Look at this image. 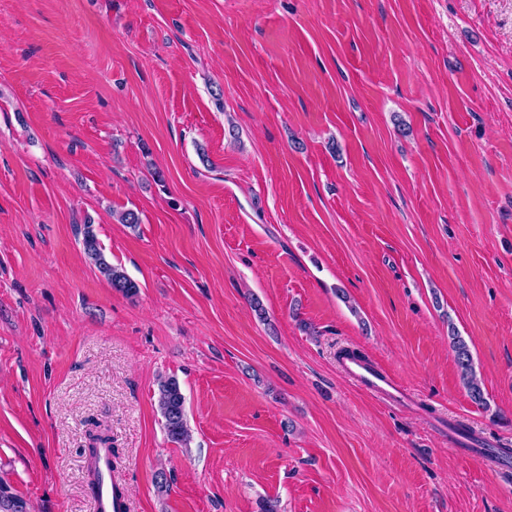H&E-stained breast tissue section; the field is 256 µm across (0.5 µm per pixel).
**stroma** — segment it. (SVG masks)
Returning a JSON list of instances; mask_svg holds the SVG:
<instances>
[{"instance_id": "35a3bbf8", "label": "stroma", "mask_w": 512, "mask_h": 512, "mask_svg": "<svg viewBox=\"0 0 512 512\" xmlns=\"http://www.w3.org/2000/svg\"><path fill=\"white\" fill-rule=\"evenodd\" d=\"M97 433L130 512H512V0H0V476L94 512ZM82 234L83 249L88 259L96 266L98 272L108 281L112 288L127 297L138 294L139 287L122 268L112 265L103 250V247L93 229L91 219H86ZM452 348L455 352L457 365L460 369L462 379L468 390L471 399L480 405H486L487 401L473 366L472 356L466 342L461 339L455 330L451 329ZM341 368L343 373L359 386L387 402L399 403L404 398V389L373 360L344 357ZM157 410L164 421L168 438L174 443L187 445L191 431L185 417V397L175 377L160 379Z\"/></svg>"}]
</instances>
